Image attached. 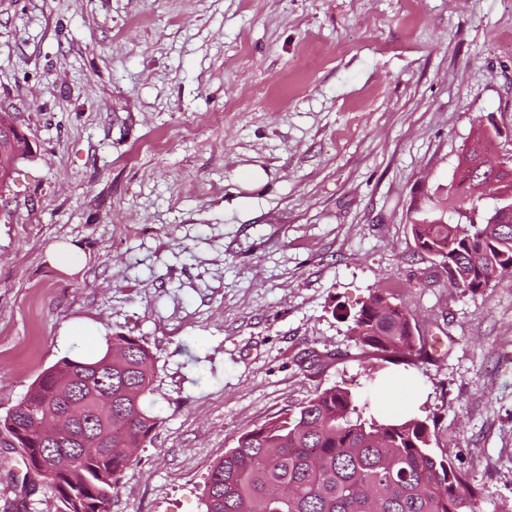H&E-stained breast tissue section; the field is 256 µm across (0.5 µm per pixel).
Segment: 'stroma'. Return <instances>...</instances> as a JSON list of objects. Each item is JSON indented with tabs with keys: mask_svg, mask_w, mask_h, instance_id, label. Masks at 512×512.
I'll list each match as a JSON object with an SVG mask.
<instances>
[{
	"mask_svg": "<svg viewBox=\"0 0 512 512\" xmlns=\"http://www.w3.org/2000/svg\"><path fill=\"white\" fill-rule=\"evenodd\" d=\"M0 110L32 150L0 200V416L108 338L156 357L111 512H203L241 433L334 386L436 422L512 512V277L449 288L411 231L458 222L435 203L477 129L512 153V0H0ZM379 288L431 360L355 345ZM4 456L0 512H61L0 430ZM51 263L60 271L72 272L85 257L84 253L73 243H58L48 250Z\"/></svg>",
	"mask_w": 512,
	"mask_h": 512,
	"instance_id": "35a3bbf8",
	"label": "stroma"
}]
</instances>
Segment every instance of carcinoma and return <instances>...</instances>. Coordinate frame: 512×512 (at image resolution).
<instances>
[{
    "instance_id": "obj_1",
    "label": "carcinoma",
    "mask_w": 512,
    "mask_h": 512,
    "mask_svg": "<svg viewBox=\"0 0 512 512\" xmlns=\"http://www.w3.org/2000/svg\"><path fill=\"white\" fill-rule=\"evenodd\" d=\"M0 190L9 187L15 146L2 149ZM489 192L512 194V169ZM447 207L463 224L412 225L418 247L476 293L512 275V215L476 221L473 200L450 185ZM408 309L378 290L350 333L377 361L407 367L428 357ZM156 359L139 339L114 336L87 359L64 357L46 369L0 428L26 447L27 473L51 489L63 512H110L112 493L157 425L144 398ZM336 387L298 411L242 433L205 481L204 512H480L481 491L431 447L435 429L409 415L366 413Z\"/></svg>"
}]
</instances>
